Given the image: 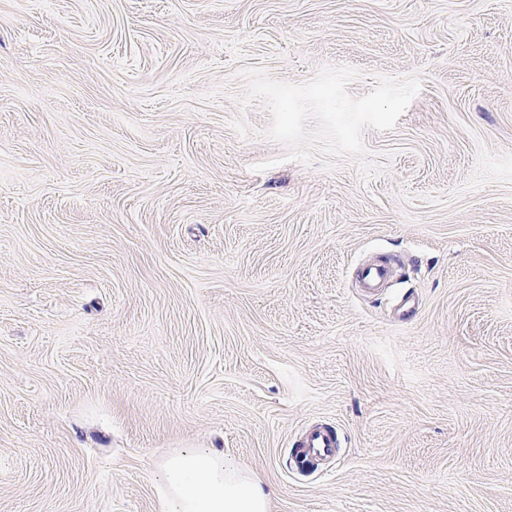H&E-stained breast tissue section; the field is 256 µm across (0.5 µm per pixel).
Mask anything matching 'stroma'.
Segmentation results:
<instances>
[{
    "label": "stroma",
    "instance_id": "stroma-1",
    "mask_svg": "<svg viewBox=\"0 0 512 512\" xmlns=\"http://www.w3.org/2000/svg\"><path fill=\"white\" fill-rule=\"evenodd\" d=\"M336 64L421 81L367 172L243 102ZM185 448L272 512H512V0H0V512H158ZM340 441L337 432L324 425H310L300 435L293 448L292 471H313L317 465L336 456Z\"/></svg>",
    "mask_w": 512,
    "mask_h": 512
}]
</instances>
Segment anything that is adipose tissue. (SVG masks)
I'll return each mask as SVG.
<instances>
[{"label": "adipose tissue", "instance_id": "obj_1", "mask_svg": "<svg viewBox=\"0 0 512 512\" xmlns=\"http://www.w3.org/2000/svg\"><path fill=\"white\" fill-rule=\"evenodd\" d=\"M158 470L161 512H269L270 490L222 452L176 451Z\"/></svg>", "mask_w": 512, "mask_h": 512}]
</instances>
